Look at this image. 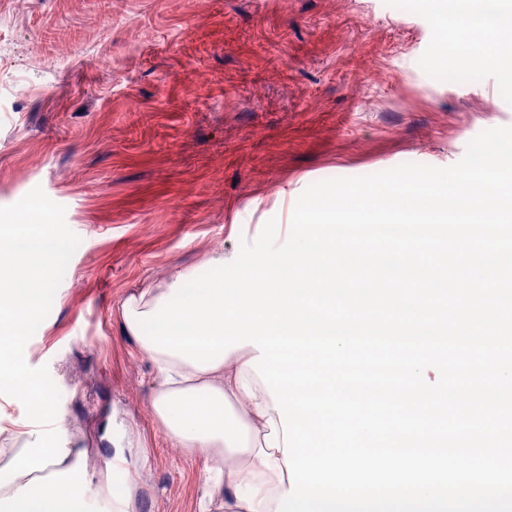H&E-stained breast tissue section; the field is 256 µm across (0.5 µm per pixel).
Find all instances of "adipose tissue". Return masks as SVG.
I'll return each mask as SVG.
<instances>
[{
	"instance_id": "obj_1",
	"label": "adipose tissue",
	"mask_w": 512,
	"mask_h": 512,
	"mask_svg": "<svg viewBox=\"0 0 512 512\" xmlns=\"http://www.w3.org/2000/svg\"><path fill=\"white\" fill-rule=\"evenodd\" d=\"M482 0H454L437 6L440 21L482 17L483 43L512 40V0L501 10L482 14ZM157 372L152 407L172 442L204 459L203 493L198 512H275L290 489L283 455V431L274 401L253 368L258 351L246 346L229 351L217 367L199 370L183 358L139 344ZM202 400L216 407V418L200 422L184 412L186 403ZM240 456L227 466L225 455ZM78 448L59 446L38 437L0 467V512H77L86 484ZM51 471L52 492H45L41 474Z\"/></svg>"
}]
</instances>
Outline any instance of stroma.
<instances>
[{"label":"stroma","instance_id":"35a3bbf8","mask_svg":"<svg viewBox=\"0 0 512 512\" xmlns=\"http://www.w3.org/2000/svg\"><path fill=\"white\" fill-rule=\"evenodd\" d=\"M442 51L412 0H0V206L42 188L79 239L24 359L61 393V444L86 451L85 512L119 495L127 512H197L203 492V459L153 412L126 297L269 219L285 240L316 182L449 167L512 126L503 73L433 69ZM41 431L0 395V465Z\"/></svg>","mask_w":512,"mask_h":512}]
</instances>
